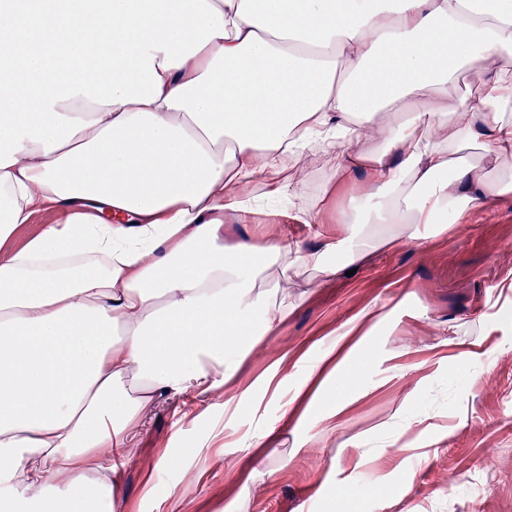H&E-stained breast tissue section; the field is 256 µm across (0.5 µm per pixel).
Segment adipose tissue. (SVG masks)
I'll use <instances>...</instances> for the list:
<instances>
[{
	"label": "adipose tissue",
	"mask_w": 512,
	"mask_h": 512,
	"mask_svg": "<svg viewBox=\"0 0 512 512\" xmlns=\"http://www.w3.org/2000/svg\"><path fill=\"white\" fill-rule=\"evenodd\" d=\"M301 149L354 175L335 239L225 245V214L283 199L320 223L284 175ZM507 193L512 0H0V512H114L131 425L232 377L289 271ZM45 202L65 223L8 249ZM321 359L317 424L377 363Z\"/></svg>",
	"instance_id": "1"
}]
</instances>
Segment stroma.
Instances as JSON below:
<instances>
[{
  "instance_id": "stroma-1",
  "label": "stroma",
  "mask_w": 512,
  "mask_h": 512,
  "mask_svg": "<svg viewBox=\"0 0 512 512\" xmlns=\"http://www.w3.org/2000/svg\"><path fill=\"white\" fill-rule=\"evenodd\" d=\"M325 160L300 192L322 212L302 224L267 211L224 239L278 236L311 247L335 236L348 176ZM37 208L8 241L20 249L49 224ZM390 228L389 243L335 275L301 269L280 298L288 315L257 337L229 382L157 398L130 433L115 494L122 512H321L349 485H389L356 512H512V193L437 232ZM389 311L368 343L377 368L361 398L316 427L294 389L321 351L369 310ZM456 374H449V366ZM179 467L156 470L163 452Z\"/></svg>"
}]
</instances>
